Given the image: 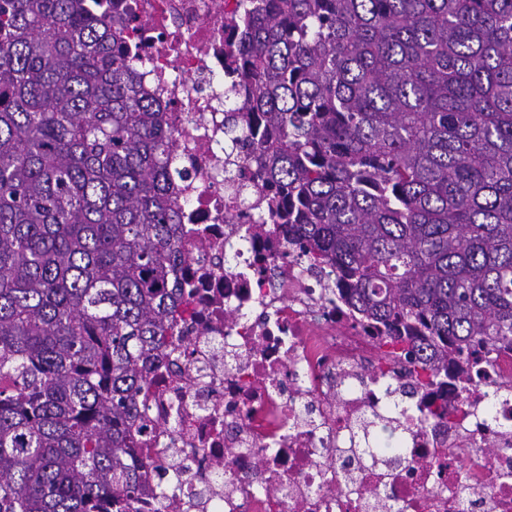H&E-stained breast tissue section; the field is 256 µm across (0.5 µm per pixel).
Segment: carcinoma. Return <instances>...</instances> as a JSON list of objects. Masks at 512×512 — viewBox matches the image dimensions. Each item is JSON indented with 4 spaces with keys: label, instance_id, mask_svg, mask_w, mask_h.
<instances>
[{
    "label": "carcinoma",
    "instance_id": "obj_1",
    "mask_svg": "<svg viewBox=\"0 0 512 512\" xmlns=\"http://www.w3.org/2000/svg\"><path fill=\"white\" fill-rule=\"evenodd\" d=\"M111 7L0 0V512H134L147 371L188 299L173 140ZM226 29L224 179L253 161L262 223L467 415L512 351V0H240ZM376 425L371 462L407 461Z\"/></svg>",
    "mask_w": 512,
    "mask_h": 512
}]
</instances>
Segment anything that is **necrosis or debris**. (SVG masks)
Segmentation results:
<instances>
[{
  "label": "necrosis or debris",
  "instance_id": "1",
  "mask_svg": "<svg viewBox=\"0 0 512 512\" xmlns=\"http://www.w3.org/2000/svg\"><path fill=\"white\" fill-rule=\"evenodd\" d=\"M238 2L112 0L113 15L144 29L127 50L171 131L184 204L177 275L196 287L184 332L194 356L150 372L138 445L157 465L140 471L138 512H512V399L487 403L477 387L473 415L405 432L406 455L426 467L366 468L346 482L356 462L338 449L363 444L360 422L406 396L388 367L361 379L377 341L335 301V269L310 268L287 226L260 223L258 198L224 179V18ZM490 434L492 458L481 451ZM192 455L201 471L159 502L161 473ZM256 466L262 483L244 480Z\"/></svg>",
  "mask_w": 512,
  "mask_h": 512
}]
</instances>
